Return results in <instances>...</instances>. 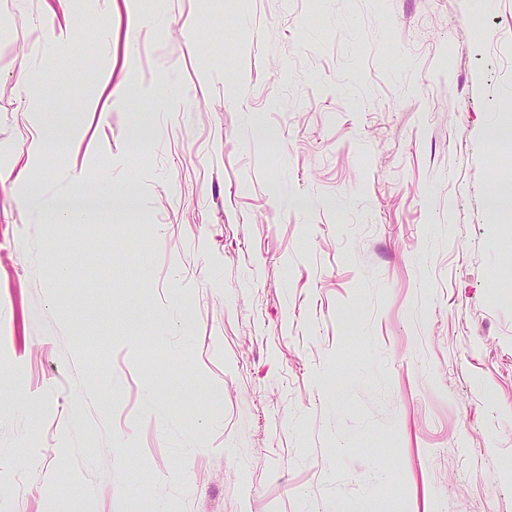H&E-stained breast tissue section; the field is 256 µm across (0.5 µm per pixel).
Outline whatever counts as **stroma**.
I'll list each match as a JSON object with an SVG mask.
<instances>
[{
  "label": "stroma",
  "mask_w": 512,
  "mask_h": 512,
  "mask_svg": "<svg viewBox=\"0 0 512 512\" xmlns=\"http://www.w3.org/2000/svg\"><path fill=\"white\" fill-rule=\"evenodd\" d=\"M44 7L0 0V170L51 133L0 184V512H512V0ZM75 200L68 197L50 196L41 189H33L22 198L23 207L32 215L42 217L51 213L58 223L83 224L86 223L94 207H76Z\"/></svg>",
  "instance_id": "stroma-1"
}]
</instances>
